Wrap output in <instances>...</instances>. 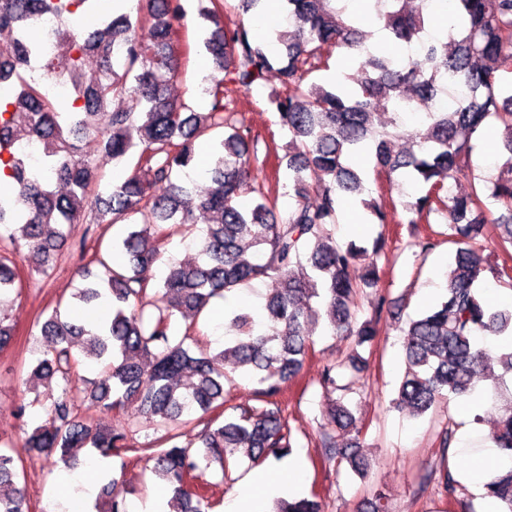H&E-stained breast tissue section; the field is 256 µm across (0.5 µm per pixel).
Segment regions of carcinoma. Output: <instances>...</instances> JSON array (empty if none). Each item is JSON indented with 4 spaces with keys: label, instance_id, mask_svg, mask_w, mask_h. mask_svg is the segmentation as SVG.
Returning <instances> with one entry per match:
<instances>
[{
    "label": "carcinoma",
    "instance_id": "1",
    "mask_svg": "<svg viewBox=\"0 0 512 512\" xmlns=\"http://www.w3.org/2000/svg\"><path fill=\"white\" fill-rule=\"evenodd\" d=\"M97 0H0V30H14L13 54L0 58V82L12 91L0 93V164L9 185L0 189V239L13 249L24 241L28 264L46 275L68 238L71 224L127 225L118 247L124 263L109 262L110 249L97 243L94 262L99 282L78 292L87 304L108 302L112 315L96 323L61 316L58 310L40 324L47 342L29 379L57 384L46 418L21 445L25 454L48 459L64 471L74 468V454L88 448L107 457L148 451L153 473L170 488V512H211L214 502L203 482L218 463L228 469L239 453L257 463L278 459L294 445L278 397L300 372L314 350L322 307V330L353 339L346 358L326 364L320 384L331 395L327 427L320 436L323 457L347 463L364 476L359 454L361 429L356 418L332 394L350 389L339 383L343 370L360 371L358 348L374 345L381 335L384 296L371 316L355 324L354 308L378 291L377 259L386 239L371 246L336 241L331 227L350 199L360 200L374 224H388L392 192L409 185L418 192L406 210L410 224L430 222L432 214L447 221L448 242L457 245L445 290L415 318L400 327L404 373L394 407L420 416L450 395L469 397L476 381L492 384V399L507 407L492 433L494 447L512 453V345L492 354L485 338L512 337V307L492 310L476 284L485 272L508 277L512 284V82L501 79L503 59L512 57V0H453L448 41L425 39V7L406 12L400 0H373L392 42L419 44L416 55L392 56L361 50L365 34L348 12L346 0H286L291 28L271 37L281 46L277 56L253 39L245 26L223 27L229 0H208L199 15L211 24L203 39L214 70L203 93L208 109L196 112L169 98L167 88L178 77L181 0H142L136 17L127 12L101 15ZM56 20L48 53L27 37L32 14ZM342 48L358 51L357 73L325 87L308 81L313 72L329 71ZM98 64L87 77L89 60ZM69 89L56 95L30 75ZM276 71L279 85L266 87ZM454 94L441 107L439 92ZM262 92L275 112L288 153L265 152L258 158L260 135L238 117L235 96ZM428 105L427 127L416 148L394 150L393 133L376 128L379 112L392 114L395 126L414 100ZM496 121L502 158L498 172L480 176L465 194H449L446 179L469 162L472 140L482 137L488 119ZM215 133L214 187L194 196L180 184L182 170L195 164V141ZM356 155L373 160L377 197L365 198L364 177L347 161ZM102 160L115 165L134 161L132 173L99 197ZM286 164L295 203L284 219L276 217L277 189L258 182L252 165ZM317 174L310 183L306 172ZM255 194L245 207L241 198ZM315 197L309 202V197ZM208 217L195 255L167 265L155 281L152 268L162 261L172 229ZM12 230L5 236L3 230ZM496 246L500 263L491 266L483 251ZM277 287L264 310L243 309L227 320L232 339L209 352L196 347L193 320L215 297H224L257 279ZM20 288L13 254L0 252V298ZM188 321L174 332L173 318ZM251 378L262 408L226 407L224 365ZM102 367L88 380L78 367ZM136 407V421L164 434L138 442L131 431H119L94 418ZM90 415L81 416L79 409ZM197 428L183 444L185 428ZM355 432L350 441L340 434ZM20 454L0 449V512H30L20 486ZM438 483L450 504L460 503L459 483L450 469ZM487 495L512 512V469L489 481ZM98 512H126L124 489L109 479L97 500ZM276 512H324L318 495L278 500Z\"/></svg>",
    "mask_w": 512,
    "mask_h": 512
}]
</instances>
